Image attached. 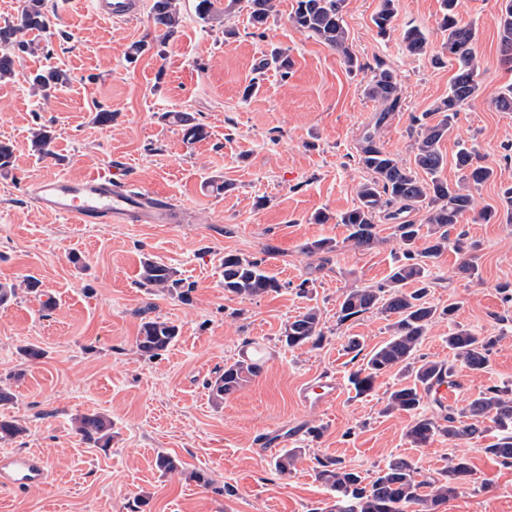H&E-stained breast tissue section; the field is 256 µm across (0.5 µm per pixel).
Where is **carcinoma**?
Segmentation results:
<instances>
[{
    "label": "carcinoma",
    "instance_id": "obj_1",
    "mask_svg": "<svg viewBox=\"0 0 512 512\" xmlns=\"http://www.w3.org/2000/svg\"><path fill=\"white\" fill-rule=\"evenodd\" d=\"M253 26L265 25L275 10L274 0H247ZM458 0H442L441 28L447 32L445 45L448 63L455 68L448 96L433 110L417 118L418 131L415 145L414 167L402 165L384 147L378 128L389 115L401 108V89L394 72L379 67L373 70L367 94L381 104L374 128L365 132L358 147V161L369 178L358 189L357 203L339 216L338 223L349 231L347 241L355 247L370 245L377 238L379 221L393 223V235L403 245L398 263L392 268L386 282L377 286L350 288L342 293L337 311L338 322L360 317L374 310L390 320V338L370 352L366 362L350 375V383L359 393L373 389L376 379L394 370L403 380L388 392L385 411L406 413L412 423L406 436L417 446L428 444L436 435H443L450 442L475 436L478 429L464 421L466 415L485 417L506 432L503 437L487 444L481 452L500 462L512 465V389L490 385L472 399L467 408L455 413L429 414L424 410L425 398L436 387L454 383L456 366L452 363L416 357L429 327L438 318L455 319L458 306L454 302L439 309L427 301L431 285L429 261L445 250L458 252L471 249L462 239L449 237V228L461 223L473 210V197L466 185H480L488 181L493 170L479 164L480 154L474 149L462 148L455 154V167L462 174V182L451 185L441 177L446 158L440 143L448 132L458 112L477 95L481 59L475 50V31L461 23L456 8ZM396 13L395 0H380L373 22L378 33L385 35L391 29ZM154 21L173 35L180 26L181 17L175 0H155ZM295 27L330 46L352 70L358 67L351 50L347 29L342 16V0H296L291 15ZM46 0H22L16 22L0 26V79L13 74L15 55L12 49L32 51L31 43L23 35L47 26ZM496 22L501 34L502 53L512 57V0H501ZM403 40L413 55L427 50V37L417 28L404 32ZM69 80L67 71L54 68L38 73L32 78V87L41 98L47 99ZM164 121L182 128L183 138L192 143L207 137L205 127L193 121L186 112H166ZM424 209L428 234L421 233L422 225L402 219L412 210ZM143 285L162 292H179L188 295L182 279L173 269L146 258L141 264ZM409 282L420 287L406 292L403 285ZM279 281L263 268V261L237 254L224 255V291L242 300L276 292ZM178 336V327L172 322L154 318L142 323L135 345L143 356L156 357L168 349ZM320 310L309 307L288 322L281 342L290 349L305 345L319 347L325 341ZM498 344L496 336H478L456 328L448 333V348L471 371H482L489 356ZM261 349L255 356H241L224 371L207 382V389L215 404L243 388L261 372ZM76 431L88 445L107 449L112 442V423L101 414H85L77 418ZM24 432L14 419H0V440H11ZM299 450H290L274 462L275 471L286 477L291 474ZM317 471L334 498V512H436L448 499L466 485L475 483L474 470L465 455L452 457L441 477L427 481L413 462L404 457L391 459L369 485H363L360 472L348 469L336 460L319 461Z\"/></svg>",
    "mask_w": 512,
    "mask_h": 512
}]
</instances>
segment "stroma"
Masks as SVG:
<instances>
[{"instance_id": "35a3bbf8", "label": "stroma", "mask_w": 512, "mask_h": 512, "mask_svg": "<svg viewBox=\"0 0 512 512\" xmlns=\"http://www.w3.org/2000/svg\"><path fill=\"white\" fill-rule=\"evenodd\" d=\"M210 20L196 14L197 0H178L182 24L172 38L153 21L154 0L133 19L111 22L86 0H47L48 25L27 33L33 53L21 54L11 78L0 80V141L13 147V167L0 174V282L32 277L37 291L20 290L0 308V386L14 395L0 414L18 419L23 433L0 441L1 451L41 453L46 485L24 494L0 492V512H328L333 499L316 478L318 462L332 458L365 480L394 456L411 459L423 475L440 477L451 457L470 459L478 487H466L438 512H512V466L483 454L498 436L490 420L480 435L449 443L435 436L422 447L405 433L412 419L384 407L396 378L382 375L360 394L349 377L364 353L390 336L378 312L336 322L342 292L384 283L402 251L389 225L376 241L357 248L336 215L357 202L367 172L357 147L380 109L367 94L377 66L393 70L402 107L385 121L380 137L403 164L414 158L415 119L448 94L450 65L433 64L446 34L441 0H396L387 35L373 17L379 0H344L342 16L360 67L348 71L341 57L290 21L295 0H277L265 29L253 28L245 0ZM501 0H458L462 22L476 29L481 57L475 99L457 115L441 150H478L494 174L471 187L475 210L451 237L475 243L473 274L461 257L444 251L430 266L429 300H456L454 322L438 319L419 353L451 362L446 337L453 326L498 337L488 367H458L447 405L462 410L490 385L512 387V301L499 287L512 284V217L502 197L512 185V112L495 101L512 84L502 62L495 20ZM235 37L225 38V28ZM426 33L428 53L411 55L406 29ZM146 51L129 59V47ZM292 61L281 73L274 49ZM54 66L69 83L50 99L32 94L29 78ZM251 97H244L248 85ZM111 124L98 122L101 110ZM165 112H186L208 136L187 144ZM52 137V156L32 148L34 129ZM126 165L131 183L167 194L185 211L181 224L77 226L39 210L29 186L44 177L82 178L106 165ZM229 183L228 191L212 180ZM494 212L491 221L479 214ZM327 214V223L315 220ZM321 238L338 241L332 253L310 254ZM233 253L260 258L280 281L279 291L242 300L227 294L221 262ZM152 257L174 268L191 286L189 300L142 286L140 262ZM318 307L326 340L321 347L284 346L288 321ZM160 317L179 328L167 351L142 356L135 339L144 321ZM358 337L361 353L345 348ZM265 346L267 361L244 388L214 404L206 383L239 358L248 340ZM42 349L37 360L20 350ZM323 375L336 377L339 397L326 406L304 403L301 388ZM98 412L112 421L108 450L91 448L75 431L78 416ZM319 428V437L309 428ZM291 448L301 454L288 477L275 459ZM175 456L183 470L165 474L157 453ZM204 471L203 487L188 472Z\"/></svg>"}]
</instances>
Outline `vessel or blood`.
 <instances>
[{
    "instance_id": "obj_1",
    "label": "vessel or blood",
    "mask_w": 512,
    "mask_h": 512,
    "mask_svg": "<svg viewBox=\"0 0 512 512\" xmlns=\"http://www.w3.org/2000/svg\"><path fill=\"white\" fill-rule=\"evenodd\" d=\"M104 18L122 21L143 9V0H90ZM122 167L111 165L97 173L74 180L52 176L32 184L31 202L40 210L63 217L71 224H177L183 211L166 196L143 189L127 190ZM339 384L335 377H322L303 389V401L324 406L336 400ZM45 458L30 452L0 453V488L22 492L45 485Z\"/></svg>"
}]
</instances>
